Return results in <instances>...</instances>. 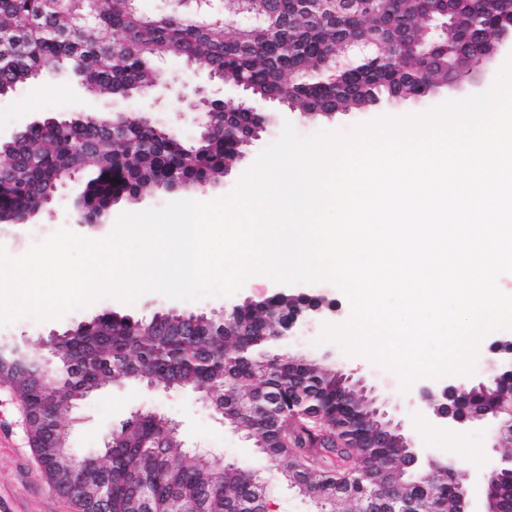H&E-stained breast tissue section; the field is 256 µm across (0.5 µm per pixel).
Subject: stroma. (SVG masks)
<instances>
[{"label":"stroma","instance_id":"obj_1","mask_svg":"<svg viewBox=\"0 0 512 512\" xmlns=\"http://www.w3.org/2000/svg\"><path fill=\"white\" fill-rule=\"evenodd\" d=\"M511 55L512 48H503L477 82L455 89L443 87L422 101L387 104L367 112L339 113L329 119L306 118L287 106L264 103L263 111L270 114L265 131L259 140L245 149L243 156L230 166L220 181L202 190L182 193L157 189L135 201H119L109 211L105 224L82 228L81 234L102 239L110 234L122 213L159 209L169 201L185 197L208 202L229 194L259 153L280 137L285 123H292L302 137L321 131L349 136L358 126L385 115L418 114L448 101L485 92L491 88L504 62ZM154 66L164 79L170 81L173 89L180 90L185 84L200 82L210 96L220 98L224 95L223 84L209 80L205 65H190L182 58L168 56L156 60ZM145 104L146 99L142 96L95 99L79 91L74 78L42 75L21 85L9 97L0 98V137H10L47 115L64 119L74 112L137 111ZM82 184V178L78 177L61 187L55 199L41 209L30 224H0V245L11 256L18 257L30 248L29 226L39 227L45 237L59 229L72 228L77 220L74 203ZM278 289V283L257 274L229 296L210 293L194 301H181L149 292L132 304L103 297L57 319L41 320L30 314L22 316L13 323L0 326V337L24 341L33 352L41 354L45 351L44 341L51 335L63 333L105 310L136 319L172 310L210 316L220 313L227 303L258 299ZM321 332V323H314L292 340L291 352L326 361L354 378L364 379L366 385L372 387L378 404L395 414L402 421L405 433L416 446L425 450L427 460L438 464L452 461L473 473L474 479L469 486L470 508L472 512H483L486 505V483L482 475L487 471L491 458L512 455V444L494 447L493 431L488 426L446 428L430 422L415 404L419 384L403 387L397 373L367 356L348 354L342 345L334 341L320 342ZM139 410L156 411L175 421L185 444L198 449L203 460L224 458L269 477L272 473L270 463L258 454L245 434L225 427L219 415L199 394L152 391L136 382L113 385L99 391L63 416L62 422L69 431L70 446L74 453L83 456L97 451L110 429L120 426ZM22 419L21 404L7 389L0 387V512H79L72 497L52 491L41 463L27 442Z\"/></svg>","mask_w":512,"mask_h":512}]
</instances>
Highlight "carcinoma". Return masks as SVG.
<instances>
[{
  "label": "carcinoma",
  "instance_id": "cac0c4a2",
  "mask_svg": "<svg viewBox=\"0 0 512 512\" xmlns=\"http://www.w3.org/2000/svg\"><path fill=\"white\" fill-rule=\"evenodd\" d=\"M85 22L71 0H0V97L54 66L77 78L85 94L135 95L162 75L158 58L174 55L190 63L222 68V83L253 98L279 99L292 90L289 107L307 116L365 111L377 100L412 101L445 86L448 72H465L479 46L512 26V0H391L372 13L315 18L300 0H253L259 23L251 30L192 23L181 12L163 10L157 17L142 14L130 0H92ZM449 21L448 33L431 54L410 53L422 40L421 21ZM123 35L119 44L102 41V29ZM375 39L386 45L368 56L354 57L336 71L325 58L352 40ZM256 125L246 110H231L224 124L190 141L135 116L112 127L105 115L47 116L22 130L13 151L0 164V217L37 213L54 197L58 171L70 169L86 178L85 197L98 205L134 199L148 188H202L224 176L238 158L233 135ZM181 312L161 319H132L103 312L75 329L65 361L67 377L57 380L59 402L44 407L43 360L11 339L0 340V383L9 385L35 419L29 441L50 481L64 494L81 498V487L111 489V512H130L135 499L149 500L151 512H269L264 476L249 473L233 461L206 464L185 447L166 417L148 416L135 424L108 464H90L82 486L64 483L66 459L50 446L51 433H65L61 416L68 399L91 394L107 384L148 383L164 379L175 387L198 390L210 405L224 408L232 424L246 407L239 396L271 402L273 410L244 422L245 433L275 468L293 484H344L352 493L326 498L319 512H365L380 484L401 479L408 499L424 501L428 512H455L456 489L445 476L423 483L405 466L402 448L377 440L374 424L357 391L338 374L286 354L270 358L261 369L255 362L272 344L278 325L262 302L244 306L238 323L228 329L212 318L196 320L185 330ZM512 393V379L489 384L487 404ZM341 453L358 461L336 465V440Z\"/></svg>",
  "mask_w": 512,
  "mask_h": 512
}]
</instances>
